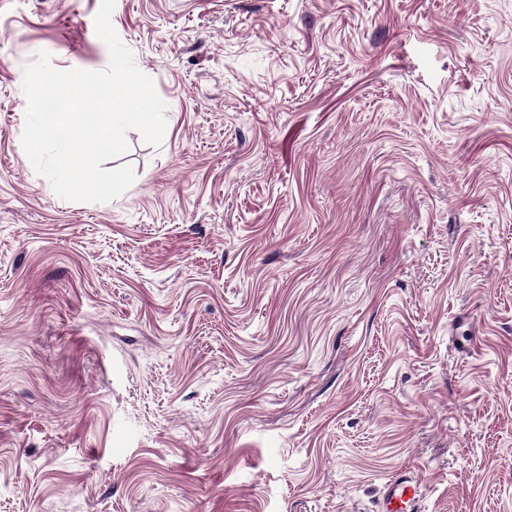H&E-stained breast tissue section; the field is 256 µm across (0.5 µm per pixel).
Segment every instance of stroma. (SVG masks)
<instances>
[{
    "mask_svg": "<svg viewBox=\"0 0 512 512\" xmlns=\"http://www.w3.org/2000/svg\"><path fill=\"white\" fill-rule=\"evenodd\" d=\"M101 0H0V512H512V0H116V199L22 145ZM423 491L409 472H400L387 483L376 512H422Z\"/></svg>",
    "mask_w": 512,
    "mask_h": 512,
    "instance_id": "1",
    "label": "stroma"
}]
</instances>
